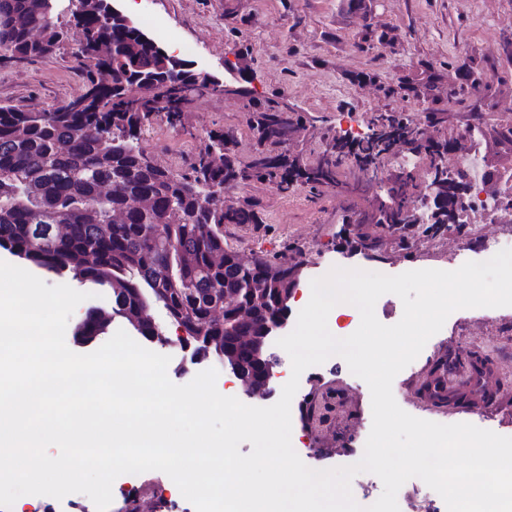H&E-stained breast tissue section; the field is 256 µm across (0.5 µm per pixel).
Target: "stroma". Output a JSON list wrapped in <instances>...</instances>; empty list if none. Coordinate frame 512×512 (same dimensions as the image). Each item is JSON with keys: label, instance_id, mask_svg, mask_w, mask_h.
<instances>
[{"label": "stroma", "instance_id": "1", "mask_svg": "<svg viewBox=\"0 0 512 512\" xmlns=\"http://www.w3.org/2000/svg\"><path fill=\"white\" fill-rule=\"evenodd\" d=\"M132 19L145 26L148 16L163 18L177 42L193 44L187 59L194 72L223 75L225 61L246 69L248 97L208 90L191 94L184 123L171 127L165 114L153 115L140 145L161 167L190 174L208 135L235 128L238 157L248 161L254 142L245 123V105L295 112L303 121L300 139L309 162H316L324 140L353 124L368 128L386 112L421 116L413 97L397 93L400 78H418L427 67L443 87L458 90V101L440 100V108L467 111L477 94L462 89L460 69L473 58L495 54L512 33V0H137ZM386 33V41H363L365 29ZM88 74L75 57L73 43H61L52 55L0 62V104L37 111L79 95ZM391 180L376 191L350 181L348 187H298L282 194L254 183L234 189L257 203L260 225L224 227L230 249L285 265L301 264L300 288L332 268L383 267L394 276L410 270L444 269L449 263L481 261L484 243L474 225L450 237L416 229L406 244L373 224L360 223L373 195L389 197ZM378 238L379 250L363 249L360 238ZM151 314L170 340L151 344L169 356V379L189 383L212 361L194 363L179 343V330L165 309ZM493 355L503 368L495 401H475L469 412L436 410L420 404L418 387L450 348ZM398 405L420 419L470 423L512 437V307L459 309L426 343L420 355L395 377ZM293 446L310 468L350 465L358 458L372 427L371 395L343 358L313 367L291 403Z\"/></svg>", "mask_w": 512, "mask_h": 512}]
</instances>
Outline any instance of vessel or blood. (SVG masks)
<instances>
[{"instance_id": "1", "label": "vessel or blood", "mask_w": 512, "mask_h": 512, "mask_svg": "<svg viewBox=\"0 0 512 512\" xmlns=\"http://www.w3.org/2000/svg\"><path fill=\"white\" fill-rule=\"evenodd\" d=\"M500 375L498 361L472 354L456 367L437 364L426 383L418 388V398L432 408L449 406L465 412L474 397L488 401L497 396Z\"/></svg>"}]
</instances>
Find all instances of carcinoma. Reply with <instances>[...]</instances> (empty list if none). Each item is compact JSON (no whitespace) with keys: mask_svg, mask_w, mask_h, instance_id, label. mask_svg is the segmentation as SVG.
Listing matches in <instances>:
<instances>
[{"mask_svg":"<svg viewBox=\"0 0 512 512\" xmlns=\"http://www.w3.org/2000/svg\"><path fill=\"white\" fill-rule=\"evenodd\" d=\"M75 25L67 29L54 20L57 0H0V60L51 55L71 40L75 56L88 72L110 76L88 80L78 96L39 115L0 105V248L21 260L59 276L112 288V313L120 315L145 341L154 327L135 321L143 305H162L171 322L185 333L191 353H200V336H261L282 311L281 294L297 287L295 267L253 259V266L224 264V225L261 224L256 204L248 198L236 208L210 210L199 201L201 189L192 183L203 170L215 187H222L229 168L239 163L238 136L226 130L209 136L193 164L191 175L175 176L145 164L136 141L151 117L145 94L166 89L167 121H180L185 90L197 85L189 63L142 38L140 29L102 11V0H69ZM504 60L512 65V37L505 36L492 58L472 59L461 77L473 89L483 86L485 64ZM440 75L429 67L419 80L404 78L398 90L424 104L425 120L402 113L379 117L384 133L371 142L377 154L419 142L428 134L425 153L446 155L467 149L465 141L448 139L458 112H440ZM469 116L484 124L483 136L512 151V113L498 112L487 120L472 105ZM246 126L255 141L246 163L248 182L275 184L282 194L299 184L333 185L347 157L362 149L336 137L325 142L320 159L311 164L302 152L284 155L274 138L293 139L300 119L273 109L246 113ZM432 225L457 223L466 205L469 184L461 175L435 178ZM400 183V202L389 213L365 217V224H414V206ZM66 224L58 238L52 227ZM276 268L280 276L262 283L260 273ZM235 291L252 311L251 321L239 324L233 312L211 324L210 306ZM112 318L90 312L78 326L80 336L106 333Z\"/></svg>","mask_w":512,"mask_h":512,"instance_id":"cac0c4a2","label":"carcinoma"}]
</instances>
